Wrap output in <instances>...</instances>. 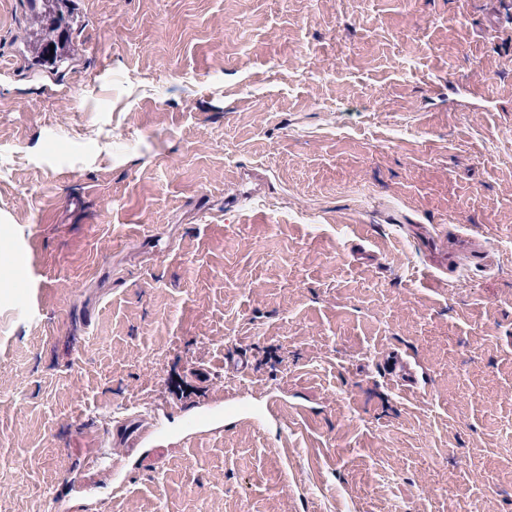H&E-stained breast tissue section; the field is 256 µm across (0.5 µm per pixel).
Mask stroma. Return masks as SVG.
I'll list each match as a JSON object with an SVG mask.
<instances>
[{"instance_id": "35a3bbf8", "label": "stroma", "mask_w": 512, "mask_h": 512, "mask_svg": "<svg viewBox=\"0 0 512 512\" xmlns=\"http://www.w3.org/2000/svg\"><path fill=\"white\" fill-rule=\"evenodd\" d=\"M27 5L0 512H512V0H63L54 66ZM118 423L119 425L115 431L113 430L110 433L112 444L113 446H125L128 448L137 447L142 434L150 431L154 425L152 419L149 421L147 417L141 414H132Z\"/></svg>"}]
</instances>
